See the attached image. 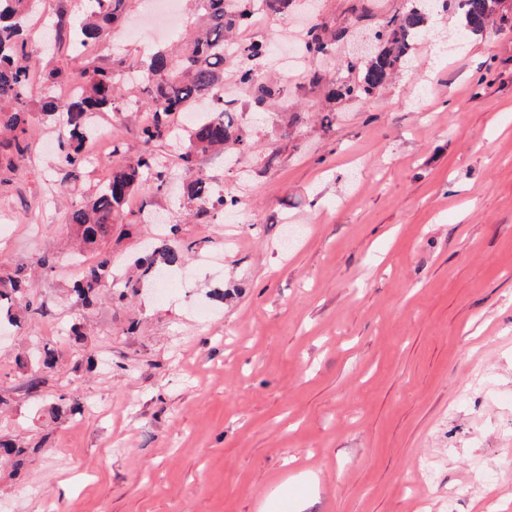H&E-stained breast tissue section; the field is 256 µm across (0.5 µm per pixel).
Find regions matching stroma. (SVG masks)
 Returning a JSON list of instances; mask_svg holds the SVG:
<instances>
[{
  "instance_id": "1",
  "label": "stroma",
  "mask_w": 512,
  "mask_h": 512,
  "mask_svg": "<svg viewBox=\"0 0 512 512\" xmlns=\"http://www.w3.org/2000/svg\"><path fill=\"white\" fill-rule=\"evenodd\" d=\"M150 2L128 0L75 60L45 30L87 0H41L24 23L39 77L30 152L0 172V263L26 265L47 313L0 326V437L26 450L0 462V512H512V29L457 46L458 16L442 13L364 102L330 95L348 42L318 85L313 60H265L283 103L236 89L249 150L232 165L198 158L241 207L193 218L181 148L159 143L172 174L153 200L162 223L113 225L75 253L70 210L108 172L58 190L57 121L42 105L63 87L43 75L108 68L137 99L135 76L166 43L128 31ZM409 5L315 0L310 17L368 33ZM299 13L255 15L236 37L289 47ZM145 117L93 122L132 160ZM149 242L190 248L162 294L134 266ZM45 251L57 275L36 266ZM99 251L116 297L88 306L73 283ZM46 344L58 362L33 393L19 359ZM69 393L89 411H56Z\"/></svg>"
}]
</instances>
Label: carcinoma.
Listing matches in <instances>:
<instances>
[{"mask_svg": "<svg viewBox=\"0 0 512 512\" xmlns=\"http://www.w3.org/2000/svg\"><path fill=\"white\" fill-rule=\"evenodd\" d=\"M33 0H0V131L12 133L9 146L13 147L15 161L23 160L29 151L26 138V118L34 82V70L20 39V21L32 12ZM128 0H94L83 18L62 13L56 23V41L68 37L71 48L95 41L108 33L111 25L126 13ZM254 0H192L194 21L185 42L177 52L165 48L150 58L144 74L139 77L141 97L135 105L149 112L147 122L140 128L144 143L163 142L173 135L172 116L190 112L203 100L211 103V110L199 119L189 135L187 147L179 154L187 174V203L199 216H207L238 205V197L217 189L211 179L195 167L199 153L222 152L228 144L248 146L235 124V113L224 100V65L228 58L236 60V83L253 94L254 103L264 105L278 98L280 88L261 81L257 67L270 53L266 41L236 42L233 33L246 24L254 14ZM452 9L460 17V29L465 35H479L490 27L504 26L506 15L512 12V0H417L406 10L388 17L371 33L374 50L361 57L347 59V71L357 74L354 81L339 80L335 94L365 100L382 87L392 73L410 58L416 42L428 30L431 12ZM306 56L324 61L333 50L332 41L322 33L319 24L311 25L302 35ZM50 78L81 85L80 92L63 100L55 96L46 103L45 112L58 117L62 124L59 146L61 155L56 167V182L65 190L76 181L87 166L83 143L88 137L90 114L94 112H121L131 110L125 96L119 94L112 82V71L67 70ZM123 144L112 143L115 161L109 180L84 205L69 214V223L85 244L95 245L112 234L114 224H135L137 215L151 214L153 195L166 190L167 165L152 151L144 152L127 161ZM139 190L143 198L138 213L128 212L124 205L129 195ZM183 252L165 244L137 260L143 274L156 271L160 264L180 265ZM112 279V255L105 254L88 267L74 287L81 302L90 304L101 296L103 282ZM30 283L23 265L0 269V319L17 323L12 309L17 304L33 315L44 313L43 305L34 304L27 297ZM56 364L55 350L44 345L39 366L26 374V384L38 390L45 378V370Z\"/></svg>", "mask_w": 512, "mask_h": 512, "instance_id": "obj_1", "label": "carcinoma"}]
</instances>
